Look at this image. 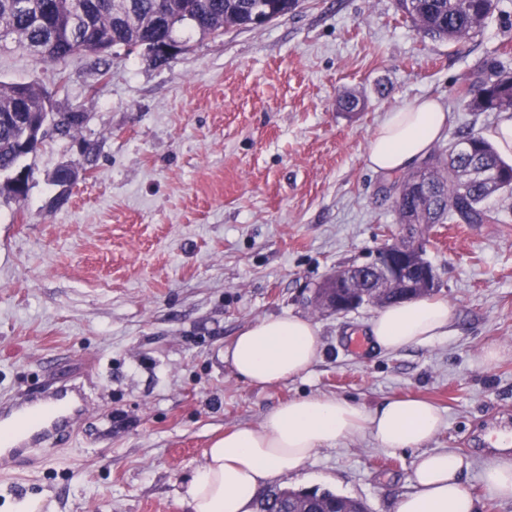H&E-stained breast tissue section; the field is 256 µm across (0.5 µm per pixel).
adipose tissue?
<instances>
[{
    "mask_svg": "<svg viewBox=\"0 0 512 512\" xmlns=\"http://www.w3.org/2000/svg\"><path fill=\"white\" fill-rule=\"evenodd\" d=\"M449 120V112L434 98L386 113L367 149L369 168L383 175L410 169L445 136ZM452 324L447 301L421 297L379 308L368 333L375 348L392 352L432 344L448 335ZM319 353L316 327L285 316L240 331L224 357L239 378L264 387L303 375ZM442 425L439 408L417 397H393L373 410L323 395L290 400L267 413L259 427L234 428L206 449V463L187 489L189 512H253L264 485L300 473L320 449L360 434L388 451H420L413 490L399 497L396 512H476L477 502L460 478L464 458L446 450H421Z\"/></svg>",
    "mask_w": 512,
    "mask_h": 512,
    "instance_id": "obj_1",
    "label": "adipose tissue"
}]
</instances>
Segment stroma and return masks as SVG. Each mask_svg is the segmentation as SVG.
Returning <instances> with one entry per match:
<instances>
[{"label":"stroma","mask_w":512,"mask_h":512,"mask_svg":"<svg viewBox=\"0 0 512 512\" xmlns=\"http://www.w3.org/2000/svg\"><path fill=\"white\" fill-rule=\"evenodd\" d=\"M177 35L191 51L158 65L120 49L104 78L84 55L60 67L0 50V81L37 83L56 111L84 114L79 133L28 157L26 196L0 192V400L72 376L90 402L73 443L36 470L0 466V512L28 496L43 512H187L215 439L308 395L369 409L428 399L444 425L427 450L469 460L461 479L478 512H512L481 481L500 454L493 432L512 430V194L488 199L496 223L420 229L454 315L439 341L355 348L374 307L313 303L397 224L393 176L366 163L387 111L434 97L451 116L440 147L463 132L492 137L502 113L469 111L457 87L491 61L512 70V0L456 43L425 36L394 0H302L260 29ZM347 93L365 109L342 111ZM63 164L78 177L61 203L50 176ZM286 315L317 326L318 358L300 377L250 386L225 350ZM492 344L505 357L489 367ZM417 454L354 436L279 485L395 512Z\"/></svg>","instance_id":"1"}]
</instances>
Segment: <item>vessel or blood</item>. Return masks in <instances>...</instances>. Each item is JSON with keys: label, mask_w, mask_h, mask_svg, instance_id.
I'll list each match as a JSON object with an SVG mask.
<instances>
[{"label": "vessel or blood", "mask_w": 512, "mask_h": 512, "mask_svg": "<svg viewBox=\"0 0 512 512\" xmlns=\"http://www.w3.org/2000/svg\"><path fill=\"white\" fill-rule=\"evenodd\" d=\"M88 411L84 388L75 380L53 381L0 401V465L19 471L39 466L72 440Z\"/></svg>", "instance_id": "obj_1"}]
</instances>
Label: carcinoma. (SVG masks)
Returning <instances> with one entry per match:
<instances>
[{
  "label": "carcinoma",
  "instance_id": "obj_1",
  "mask_svg": "<svg viewBox=\"0 0 512 512\" xmlns=\"http://www.w3.org/2000/svg\"><path fill=\"white\" fill-rule=\"evenodd\" d=\"M498 0H396L397 8L418 29L438 39L458 42L479 28L496 10ZM134 17L124 14V0H0V49L6 41L38 62L62 65L76 53L94 57L100 75L109 70L117 48L133 50L177 43L174 29L156 22L160 13L179 17L200 37L226 28H251L256 16L276 20L299 6V0H135ZM495 79L480 84L464 79L465 106L471 112H512V72L490 64ZM47 94L30 83L0 82V176L15 197L27 194L32 168L23 164L43 140V123L73 136L81 129L80 112H47ZM466 153H435L419 169L399 177L397 224H492L485 202L496 193L512 194V162L502 158L484 136L469 132ZM76 172L58 167L54 184L71 186ZM334 512L336 508L368 512L356 499L329 490L270 488L255 504L256 512Z\"/></svg>",
  "mask_w": 512,
  "mask_h": 512
}]
</instances>
